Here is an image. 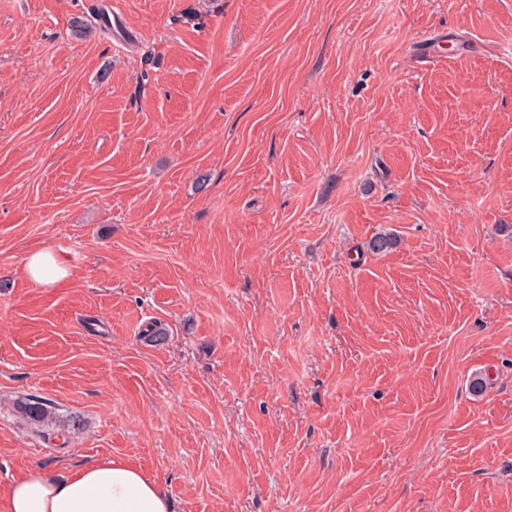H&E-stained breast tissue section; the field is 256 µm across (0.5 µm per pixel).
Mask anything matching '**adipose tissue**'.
<instances>
[{
    "label": "adipose tissue",
    "instance_id": "adipose-tissue-1",
    "mask_svg": "<svg viewBox=\"0 0 512 512\" xmlns=\"http://www.w3.org/2000/svg\"><path fill=\"white\" fill-rule=\"evenodd\" d=\"M5 512H172L167 492L142 470L102 458L57 476L31 467L8 487Z\"/></svg>",
    "mask_w": 512,
    "mask_h": 512
}]
</instances>
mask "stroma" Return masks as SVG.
<instances>
[{"label": "stroma", "mask_w": 512, "mask_h": 512, "mask_svg": "<svg viewBox=\"0 0 512 512\" xmlns=\"http://www.w3.org/2000/svg\"><path fill=\"white\" fill-rule=\"evenodd\" d=\"M106 457L175 512H512V0H0V496ZM25 270L30 278L44 286L55 284L67 276V270L62 261L46 251L29 256ZM16 410L24 420L34 425L49 426L62 421L56 411L57 408L46 398H28L18 404Z\"/></svg>", "instance_id": "35a3bbf8"}]
</instances>
